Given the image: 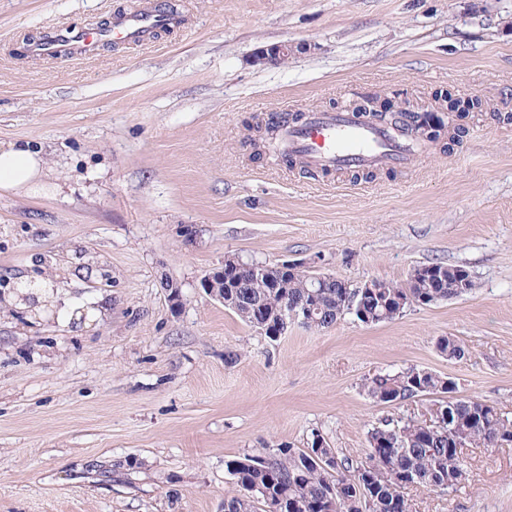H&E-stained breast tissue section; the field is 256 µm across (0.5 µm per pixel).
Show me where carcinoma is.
<instances>
[{"mask_svg": "<svg viewBox=\"0 0 512 512\" xmlns=\"http://www.w3.org/2000/svg\"><path fill=\"white\" fill-rule=\"evenodd\" d=\"M437 279H409L398 285L385 281L370 297L375 323L400 316L401 300L407 296L425 305L457 298L456 267L437 264ZM224 300L242 296L262 303L267 311L266 328L273 332L282 305L301 304L307 298V283L287 272H272V284L251 280L237 272L224 275ZM316 292L318 329L334 326L350 309L353 289L341 278L327 281ZM436 350L450 360L465 356L464 346L450 336L435 342ZM450 378L426 369L408 368L380 372L364 383L367 395L376 402L430 397L426 413L448 417L446 427L434 434L416 417L386 418L367 431V457L353 461L338 456L328 443L311 441L304 449L283 445L264 455H245L226 462L236 485L224 498V512H410L404 490L419 485L451 492L454 481L466 473L460 449L448 447V440L462 439L468 445L493 447L512 442L504 431L512 424L495 407L472 398L453 397Z\"/></svg>", "mask_w": 512, "mask_h": 512, "instance_id": "obj_1", "label": "carcinoma"}]
</instances>
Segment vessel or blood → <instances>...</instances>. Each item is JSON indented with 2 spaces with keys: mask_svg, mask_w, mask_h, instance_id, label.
<instances>
[{
  "mask_svg": "<svg viewBox=\"0 0 512 512\" xmlns=\"http://www.w3.org/2000/svg\"><path fill=\"white\" fill-rule=\"evenodd\" d=\"M179 19L158 10L150 0H133L111 27L101 31L84 27L44 36L31 50L41 59L73 56L96 57L99 46L108 40L138 46L151 43L157 31L178 28ZM280 158H296L314 170L342 172L363 167L401 166L411 154L404 141L391 130L359 117L355 110L338 112L308 111L301 125L276 129Z\"/></svg>",
  "mask_w": 512,
  "mask_h": 512,
  "instance_id": "obj_1",
  "label": "vessel or blood"
}]
</instances>
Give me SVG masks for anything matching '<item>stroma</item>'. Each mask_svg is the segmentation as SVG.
Returning a JSON list of instances; mask_svg holds the SVG:
<instances>
[{
    "label": "stroma",
    "mask_w": 512,
    "mask_h": 512,
    "mask_svg": "<svg viewBox=\"0 0 512 512\" xmlns=\"http://www.w3.org/2000/svg\"><path fill=\"white\" fill-rule=\"evenodd\" d=\"M167 2L185 24L150 46L46 62L14 35L108 22L129 0H0V144L47 161L35 187L0 191V512H223L228 460L316 434L360 459L379 420L420 411L367 396L382 371L450 377L512 418V0ZM285 41L306 49L253 63ZM442 89L483 102L462 143L370 179L311 177L250 143L272 113L363 94L432 112ZM228 254L315 259L354 285L444 263L474 287L272 342L204 292ZM46 279L58 300L31 318L14 286ZM462 454L463 484L407 488L413 512H512V443ZM305 49V44L288 42L262 47L254 53L253 63L262 66H276Z\"/></svg>",
    "instance_id": "1"
}]
</instances>
